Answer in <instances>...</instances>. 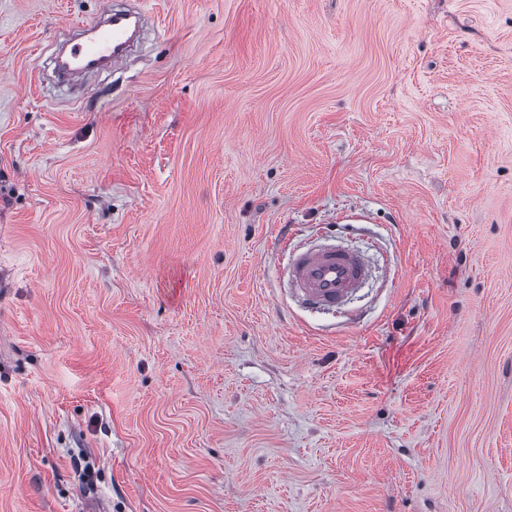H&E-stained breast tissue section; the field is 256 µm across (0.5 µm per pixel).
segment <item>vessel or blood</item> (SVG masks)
Returning a JSON list of instances; mask_svg holds the SVG:
<instances>
[{
  "label": "vessel or blood",
  "mask_w": 512,
  "mask_h": 512,
  "mask_svg": "<svg viewBox=\"0 0 512 512\" xmlns=\"http://www.w3.org/2000/svg\"><path fill=\"white\" fill-rule=\"evenodd\" d=\"M128 13L103 9L92 22L82 24L83 41L70 50L72 57L95 70L120 58L128 39ZM288 286L302 303L316 311L341 308L369 278L367 256L337 245L299 244L288 252Z\"/></svg>",
  "instance_id": "1"
}]
</instances>
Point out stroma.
<instances>
[{
  "mask_svg": "<svg viewBox=\"0 0 512 512\" xmlns=\"http://www.w3.org/2000/svg\"><path fill=\"white\" fill-rule=\"evenodd\" d=\"M102 2L0 0V512H512V0ZM131 16V13L103 9L92 22L78 26L86 37L73 45L70 55L85 62L89 70L117 61L123 56L120 50L128 39L127 20ZM286 253L289 289L316 311L340 309L371 273L365 254L337 245H292Z\"/></svg>",
  "mask_w": 512,
  "mask_h": 512,
  "instance_id": "35a3bbf8",
  "label": "stroma"
}]
</instances>
